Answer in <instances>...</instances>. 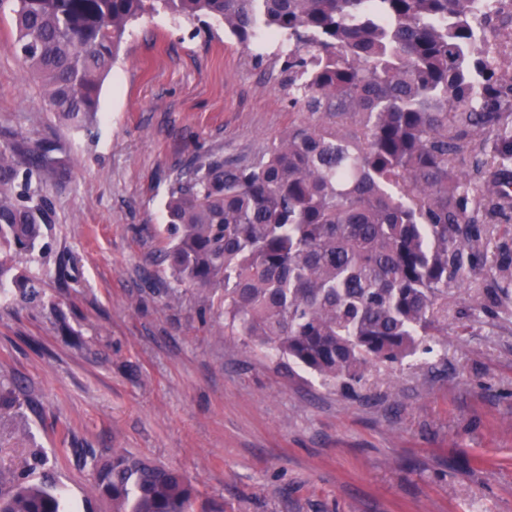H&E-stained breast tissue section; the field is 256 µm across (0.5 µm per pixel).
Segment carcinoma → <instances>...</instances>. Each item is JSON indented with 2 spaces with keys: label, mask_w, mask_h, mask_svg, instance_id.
Listing matches in <instances>:
<instances>
[{
  "label": "carcinoma",
  "mask_w": 512,
  "mask_h": 512,
  "mask_svg": "<svg viewBox=\"0 0 512 512\" xmlns=\"http://www.w3.org/2000/svg\"><path fill=\"white\" fill-rule=\"evenodd\" d=\"M11 50L63 123L87 130L127 27L161 10L210 16L242 44L288 43L282 73L308 119L251 163L191 162L168 191L160 251L180 280L224 289V335L244 336L357 393L367 374L448 335V291L490 281L471 309L512 316V251L493 250L512 205V70L477 48L473 0H12ZM487 159L467 166L474 141ZM19 132L0 140V290L54 223L45 191L64 160ZM112 512H194L178 470L122 450L92 458ZM0 512H69L22 473Z\"/></svg>",
  "instance_id": "obj_1"
}]
</instances>
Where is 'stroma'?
Instances as JSON below:
<instances>
[{
  "label": "stroma",
  "mask_w": 512,
  "mask_h": 512,
  "mask_svg": "<svg viewBox=\"0 0 512 512\" xmlns=\"http://www.w3.org/2000/svg\"><path fill=\"white\" fill-rule=\"evenodd\" d=\"M0 8V130L54 143L44 253L20 258L37 305L0 297V471L32 473L77 512H111L84 454L179 469L208 512H512V317L448 295L432 353L370 372L357 395L224 333L221 289L163 265L177 173L253 162L301 120L286 46L203 17L144 16L102 84L91 132L60 123L10 48Z\"/></svg>",
  "instance_id": "1"
}]
</instances>
